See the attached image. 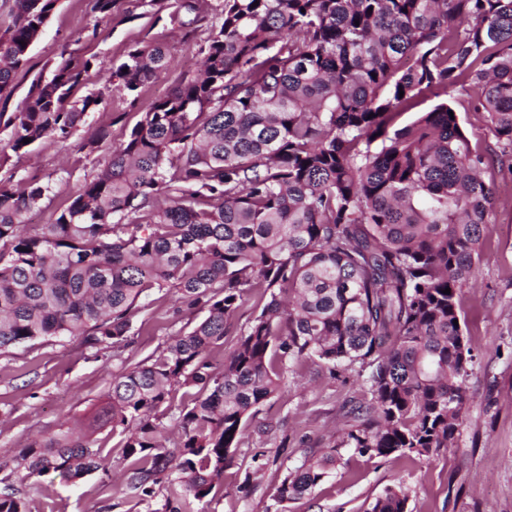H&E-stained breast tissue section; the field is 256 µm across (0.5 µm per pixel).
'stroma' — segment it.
<instances>
[{"label": "stroma", "instance_id": "35a3bbf8", "mask_svg": "<svg viewBox=\"0 0 512 512\" xmlns=\"http://www.w3.org/2000/svg\"><path fill=\"white\" fill-rule=\"evenodd\" d=\"M165 2L166 9L160 10L154 0H115L111 19L98 23L89 0H59L26 68L14 77L7 108L15 110L32 80L65 47L92 58L86 88L103 93L104 101L87 114L73 140H43L0 165L2 180L37 179L52 186L49 200L30 214L27 233L49 223L83 181L99 172L157 98L200 69L207 27L185 32V11L174 9V0ZM95 23L100 35L87 39L86 29ZM138 42L167 49L165 72L142 88L138 100L108 94L113 62ZM102 126L108 135L98 149L79 150V142ZM486 177L495 183L496 202L475 275L460 293L474 361L453 443L428 459L357 454L342 437L356 422L355 409L370 399L366 372L356 365L332 368L307 362L288 375L286 398L263 405L259 421L249 422L235 464L207 512H366L376 496L398 481L408 495L409 512H512V170L498 164ZM139 307L129 349L133 364L158 352L191 320L188 312L177 311L170 296L154 290L142 297ZM122 370L110 354H92L68 337L21 345L0 355V466L13 468L20 451L42 433L91 416ZM263 419L272 420L271 431L259 432ZM93 438L102 448L104 471L76 483L50 474L41 477V490L31 495L32 512H148V504L135 506L121 499L120 436L106 427ZM331 447L339 459L335 474L310 496L277 503L286 471Z\"/></svg>", "mask_w": 512, "mask_h": 512}]
</instances>
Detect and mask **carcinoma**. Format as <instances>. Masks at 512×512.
Listing matches in <instances>:
<instances>
[{"mask_svg": "<svg viewBox=\"0 0 512 512\" xmlns=\"http://www.w3.org/2000/svg\"><path fill=\"white\" fill-rule=\"evenodd\" d=\"M12 2L0 30L5 103L58 0ZM114 2L93 0L87 36H98ZM178 8L210 21L201 73L144 113L52 223L22 232L50 184L0 180V353L67 336L123 363L145 292L203 313L158 356L114 376L98 415L124 436L125 496L161 497L153 512H202L245 425L284 397L285 375L307 360L370 370L371 399L349 447L433 456L453 440L466 403L472 355L459 294L494 199L481 176L488 155L471 146L448 98L464 95L502 155L512 153V0ZM92 66L65 49L15 111L0 110L1 163L74 137L103 99L79 94ZM166 66L163 47L136 43L112 64L111 90L135 100ZM227 343L218 368L212 353ZM102 460L81 431L44 435L0 478V512H31L15 482L51 473L73 482ZM336 462L332 449L287 473L277 502L310 494ZM407 504L398 483L367 512Z\"/></svg>", "mask_w": 512, "mask_h": 512, "instance_id": "1", "label": "carcinoma"}]
</instances>
